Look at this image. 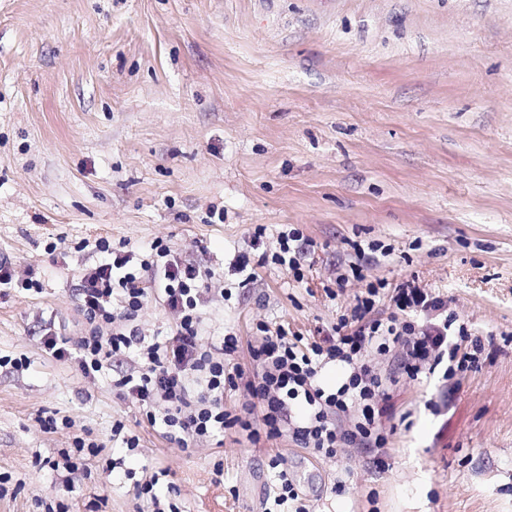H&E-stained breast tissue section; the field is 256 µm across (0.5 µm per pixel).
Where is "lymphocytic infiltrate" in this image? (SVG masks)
<instances>
[{"mask_svg":"<svg viewBox=\"0 0 512 512\" xmlns=\"http://www.w3.org/2000/svg\"><path fill=\"white\" fill-rule=\"evenodd\" d=\"M94 249L102 258L82 269L76 286L78 336L50 327L42 347L55 359L76 361L87 376L101 372L107 359L132 356L134 370L113 379V389L142 406L148 424L184 450L237 428L254 442L290 437L326 459L345 448L379 458L394 433L390 390L399 376L448 381L477 370L485 350L482 338L458 323L447 300L418 279L384 293L365 283L356 267L351 275L336 277L341 290L352 279L363 284L351 298L349 314L331 330L317 329L303 346L289 339L284 326L259 324L263 338L250 350L254 369L248 372L229 362L240 347L236 334H224L216 346L204 343L202 308L212 271L160 241L138 253L100 238ZM152 291L173 316L163 341L143 335L137 324ZM384 301L391 311L381 317L377 309ZM328 365L341 373L336 382L321 376ZM228 388L243 393L238 409L224 405ZM270 467L274 506L309 512L286 459L273 457Z\"/></svg>","mask_w":512,"mask_h":512,"instance_id":"lymphocytic-infiltrate-1","label":"lymphocytic infiltrate"}]
</instances>
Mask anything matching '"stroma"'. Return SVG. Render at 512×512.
<instances>
[{"mask_svg": "<svg viewBox=\"0 0 512 512\" xmlns=\"http://www.w3.org/2000/svg\"><path fill=\"white\" fill-rule=\"evenodd\" d=\"M291 229L303 280L234 270ZM100 237L214 271L208 329L248 371L258 322L336 324V272L375 243L367 280L418 277L494 349L452 389L401 379L386 469L235 429L185 452L113 392L131 359L87 377L41 349L77 331ZM0 254L44 285L0 296V512H138L155 473L181 512H265L277 455L314 512H512V0H0ZM78 437L102 446L83 469L39 468Z\"/></svg>", "mask_w": 512, "mask_h": 512, "instance_id": "35a3bbf8", "label": "stroma"}]
</instances>
